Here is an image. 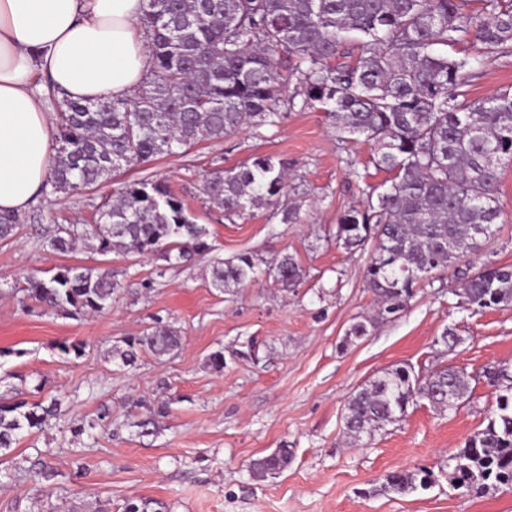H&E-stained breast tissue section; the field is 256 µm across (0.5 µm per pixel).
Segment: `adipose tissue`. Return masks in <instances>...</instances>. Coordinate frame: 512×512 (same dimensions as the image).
I'll return each instance as SVG.
<instances>
[{
  "mask_svg": "<svg viewBox=\"0 0 512 512\" xmlns=\"http://www.w3.org/2000/svg\"><path fill=\"white\" fill-rule=\"evenodd\" d=\"M145 7L146 0H0V213L28 207L55 153L33 73L72 100L129 95L151 67L140 33Z\"/></svg>",
  "mask_w": 512,
  "mask_h": 512,
  "instance_id": "obj_1",
  "label": "adipose tissue"
}]
</instances>
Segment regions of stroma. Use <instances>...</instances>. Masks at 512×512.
<instances>
[{
  "instance_id": "1",
  "label": "stroma",
  "mask_w": 512,
  "mask_h": 512,
  "mask_svg": "<svg viewBox=\"0 0 512 512\" xmlns=\"http://www.w3.org/2000/svg\"><path fill=\"white\" fill-rule=\"evenodd\" d=\"M512 89V56L486 62L470 88L479 100ZM371 144L338 137L331 118L292 108L275 126H242L221 141L134 164L96 188L68 197L37 195L15 239L0 242V397L27 404L57 398L62 411L23 434L0 465V512H123L127 500H157L167 512H512V488L476 497L450 488L449 454L485 428L495 406L486 368L512 373V306H463L454 270L421 282L404 311L376 320L367 336L351 327L378 308L365 281L372 244L345 247L339 217L363 207L387 174ZM271 155L288 164V198L299 221L282 223L273 205L225 215L203 191L219 167ZM165 179L197 223L210 231L208 252L170 265L132 253L102 256L87 245L67 253L43 244L42 228L91 223L124 183ZM501 213L475 266L512 265V165L500 170ZM246 253L264 274L243 288L210 285L216 260ZM302 267L299 286L283 289L266 270L283 256ZM109 269L122 288L93 317H63L28 300L29 277L59 267ZM157 325L175 328L179 348L114 360L125 339ZM461 342L447 349L441 338ZM74 342L81 354L63 353ZM223 353L224 368L210 358ZM453 365L473 381L454 411L419 401L407 416L360 442L344 429L345 403L368 380L398 365L428 373ZM104 424H97L98 415ZM152 418L148 432L140 421ZM93 439L78 444L80 423ZM292 458L279 476L258 478L253 459L275 449ZM45 459L57 475L33 478ZM425 468L434 482L408 494L383 491L386 476Z\"/></svg>"
}]
</instances>
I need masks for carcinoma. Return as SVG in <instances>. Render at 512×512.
Wrapping results in <instances>:
<instances>
[{"instance_id":"1","label":"carcinoma","mask_w":512,"mask_h":512,"mask_svg":"<svg viewBox=\"0 0 512 512\" xmlns=\"http://www.w3.org/2000/svg\"><path fill=\"white\" fill-rule=\"evenodd\" d=\"M147 0L141 29L152 59L146 80L130 95L79 102L47 86L57 112V150L47 186L73 195L122 166L146 163L202 141L222 140L241 126H274L290 84L289 105L323 111L343 138L375 147L373 164L388 173L368 205L340 216L337 238L348 246L375 244L365 269L382 299L377 317L404 310L425 269L455 268L493 233L500 216L499 170L512 163V93L475 102L469 86L477 68L512 54V0ZM465 46L463 55L452 52ZM301 102H296V97ZM497 161L485 163L488 155ZM209 199L231 215L259 203L293 223L285 162L271 155L232 169L217 168L204 183ZM17 215H0V240L13 238ZM208 229L162 180L127 184L98 208L93 224L45 230L50 250L66 253L88 243L106 256L117 250L191 261L209 249ZM248 254L212 266L211 286L223 292L256 279ZM464 276L466 303L512 305V266H484ZM303 276L290 256L274 267L285 289ZM120 284L102 267L60 268L50 279H29L27 297L61 316L93 315L112 305ZM177 330L157 328L112 351L132 365L141 351L163 356L179 347ZM499 387L486 427L448 457V482L480 496L512 486V376L489 371ZM468 375L446 365L426 375L397 366L353 392L345 404L348 437L360 441L403 418L418 400L446 410L461 401ZM60 400L31 406L0 403V457L23 431L41 429ZM290 451L252 460L258 477L285 470ZM431 483L426 469L392 473L385 487L407 494Z\"/></svg>"}]
</instances>
